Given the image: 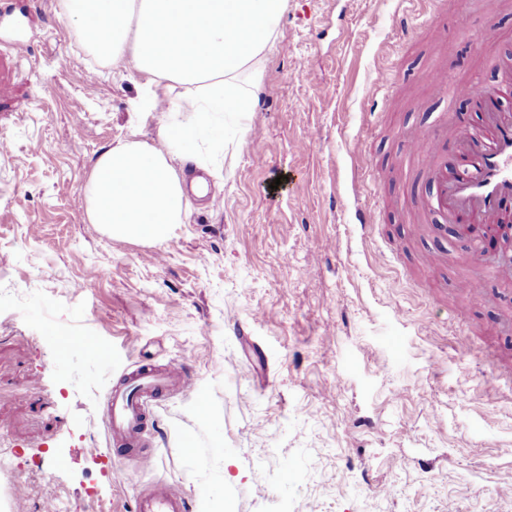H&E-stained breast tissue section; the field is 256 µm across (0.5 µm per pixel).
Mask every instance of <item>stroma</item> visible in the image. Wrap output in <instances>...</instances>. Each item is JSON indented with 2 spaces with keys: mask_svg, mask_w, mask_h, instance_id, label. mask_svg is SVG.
Listing matches in <instances>:
<instances>
[{
  "mask_svg": "<svg viewBox=\"0 0 512 512\" xmlns=\"http://www.w3.org/2000/svg\"><path fill=\"white\" fill-rule=\"evenodd\" d=\"M447 2L440 32L404 42L415 0H288L244 144L149 245L90 223L83 195L102 152L158 139L141 77L105 66L59 0H0V512H132L161 483L194 512H512V284L476 277L449 237L429 273L431 239L409 234L428 188L410 133L450 108L481 119L426 72L444 51L449 81L491 86L484 42L512 51V12ZM381 65L398 80L372 128ZM372 203L376 237L354 222ZM134 359L183 362L197 391L154 402L148 463L121 471L103 415Z\"/></svg>",
  "mask_w": 512,
  "mask_h": 512,
  "instance_id": "stroma-1",
  "label": "stroma"
}]
</instances>
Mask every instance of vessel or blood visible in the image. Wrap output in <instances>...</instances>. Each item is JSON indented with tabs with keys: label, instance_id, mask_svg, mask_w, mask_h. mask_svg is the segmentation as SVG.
<instances>
[{
	"label": "vessel or blood",
	"instance_id": "1",
	"mask_svg": "<svg viewBox=\"0 0 512 512\" xmlns=\"http://www.w3.org/2000/svg\"><path fill=\"white\" fill-rule=\"evenodd\" d=\"M498 82L487 90L473 81L457 82L453 97L480 106L477 124L444 117L441 124L415 133L409 144L411 161L431 185L413 206L417 236L435 235L432 215H440L454 231L465 260L480 264L484 244L498 250L495 272L512 282V113L497 101L512 96V55L487 49ZM196 385L181 362L162 366L133 362L112 386L105 410L111 461L125 466L139 459V447L159 395L188 396ZM191 498L182 489L159 484L136 499V512H191Z\"/></svg>",
	"mask_w": 512,
	"mask_h": 512
}]
</instances>
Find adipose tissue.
I'll return each mask as SVG.
<instances>
[{"label":"adipose tissue","instance_id":"1","mask_svg":"<svg viewBox=\"0 0 512 512\" xmlns=\"http://www.w3.org/2000/svg\"><path fill=\"white\" fill-rule=\"evenodd\" d=\"M288 0H61L89 47L107 65L132 67L155 106L171 84L192 87L169 98L159 145L136 139L101 153L84 186L90 223L112 237L167 241L185 223L189 198L205 196L188 163L219 154L225 138L243 142L258 105L262 55L274 42Z\"/></svg>","mask_w":512,"mask_h":512}]
</instances>
